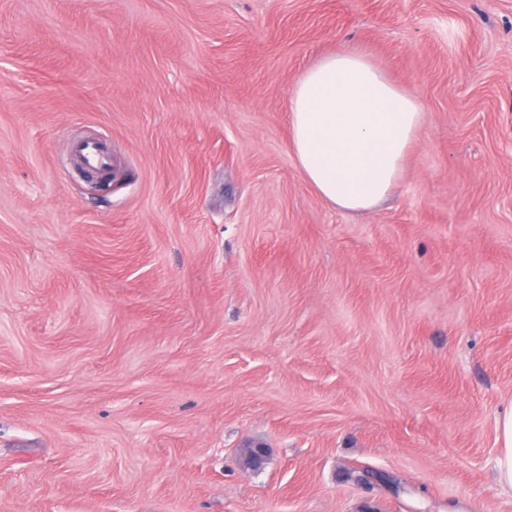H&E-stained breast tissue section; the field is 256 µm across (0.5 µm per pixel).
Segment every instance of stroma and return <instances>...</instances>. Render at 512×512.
I'll use <instances>...</instances> for the list:
<instances>
[{"label":"stroma","instance_id":"35a3bbf8","mask_svg":"<svg viewBox=\"0 0 512 512\" xmlns=\"http://www.w3.org/2000/svg\"><path fill=\"white\" fill-rule=\"evenodd\" d=\"M342 49L426 114L358 214L289 147ZM511 402L512 0H0V512H512ZM497 432L496 479L504 491L512 493V402L499 414Z\"/></svg>","mask_w":512,"mask_h":512}]
</instances>
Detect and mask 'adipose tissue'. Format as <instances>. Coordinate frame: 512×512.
I'll return each instance as SVG.
<instances>
[{"label":"adipose tissue","instance_id":"adipose-tissue-1","mask_svg":"<svg viewBox=\"0 0 512 512\" xmlns=\"http://www.w3.org/2000/svg\"><path fill=\"white\" fill-rule=\"evenodd\" d=\"M291 149L297 169L330 207H376L402 178L425 125L414 93L393 83L363 53L320 57L289 98ZM498 484L512 493V404L497 419Z\"/></svg>","mask_w":512,"mask_h":512}]
</instances>
